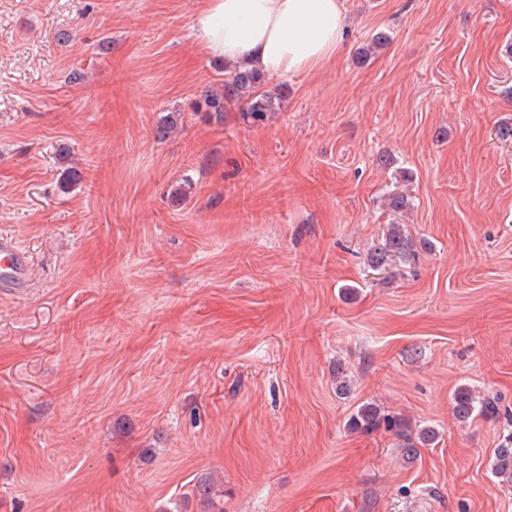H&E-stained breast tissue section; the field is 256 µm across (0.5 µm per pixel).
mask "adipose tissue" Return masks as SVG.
I'll use <instances>...</instances> for the list:
<instances>
[{
    "instance_id": "ef3b65f1",
    "label": "adipose tissue",
    "mask_w": 512,
    "mask_h": 512,
    "mask_svg": "<svg viewBox=\"0 0 512 512\" xmlns=\"http://www.w3.org/2000/svg\"><path fill=\"white\" fill-rule=\"evenodd\" d=\"M346 28L342 0H208L191 23L208 58L282 78L334 63Z\"/></svg>"
}]
</instances>
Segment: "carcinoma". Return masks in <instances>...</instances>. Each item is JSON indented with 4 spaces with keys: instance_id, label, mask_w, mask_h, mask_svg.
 Returning a JSON list of instances; mask_svg holds the SVG:
<instances>
[{
    "instance_id": "1",
    "label": "carcinoma",
    "mask_w": 512,
    "mask_h": 512,
    "mask_svg": "<svg viewBox=\"0 0 512 512\" xmlns=\"http://www.w3.org/2000/svg\"><path fill=\"white\" fill-rule=\"evenodd\" d=\"M262 77L250 69L232 68L224 79V88L209 91L197 103V111L205 112L217 121L224 120L227 107H238L239 120L247 126L263 124L274 112L275 97L261 90ZM415 257L412 238L401 224H390L384 233L382 246L370 256V267L376 270L393 268V262ZM453 409L462 421L476 415L489 420L501 419L497 398L481 397L468 386L459 387L453 396ZM393 433L407 459L415 460L420 449L431 445L437 432L431 427L411 430L403 419L384 414L370 403L361 405L348 419L347 428L352 432L371 434L380 428ZM493 472L496 477L512 483V431L503 437L495 451ZM196 496L204 504L205 512H224V489L214 482L202 479L194 486Z\"/></svg>"
}]
</instances>
